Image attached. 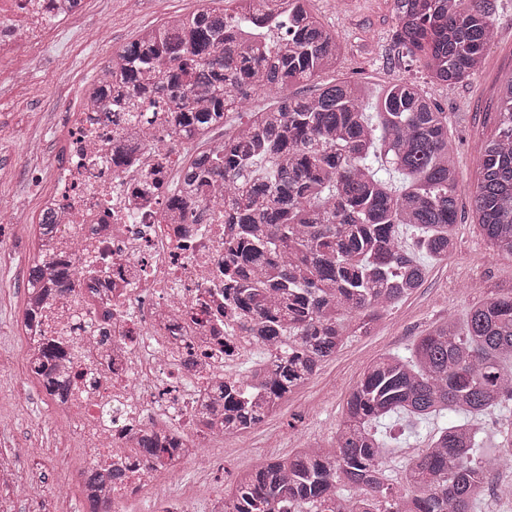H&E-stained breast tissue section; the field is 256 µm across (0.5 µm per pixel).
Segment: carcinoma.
Here are the masks:
<instances>
[{
  "label": "carcinoma",
  "mask_w": 512,
  "mask_h": 512,
  "mask_svg": "<svg viewBox=\"0 0 512 512\" xmlns=\"http://www.w3.org/2000/svg\"><path fill=\"white\" fill-rule=\"evenodd\" d=\"M194 11L144 29L113 50L104 98L132 103L168 99L180 131L224 127L254 94H282L215 148L195 156L172 187L224 182L213 195L237 236L231 275L235 303L258 328L255 340L281 353L258 374L219 386L224 431L245 432L280 408L336 355L346 338L370 334L382 314L421 287L426 265L406 246L444 261L455 251L459 173L448 146V118L410 78H399L367 111V90L322 82L342 52L338 34L319 21L310 0H198ZM393 42L409 66L448 88L471 77L494 38V0H393ZM305 84L312 93L294 97ZM498 133L481 152L473 195L477 225L493 256L512 260V78L500 87ZM48 277L68 291L51 265L28 267V282ZM258 384L263 397L245 396ZM512 400V288L472 304L430 329L409 355L370 363L350 389L331 448L308 446L260 461L242 474L215 512H474L490 472L480 417L508 411ZM444 423L400 478L386 473L389 449L376 424L403 416L410 433L442 412ZM137 452H167L147 434ZM108 462L84 483L119 481ZM353 489L345 496L341 488Z\"/></svg>",
  "instance_id": "1"
}]
</instances>
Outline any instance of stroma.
<instances>
[{
	"instance_id": "obj_1",
	"label": "stroma",
	"mask_w": 512,
	"mask_h": 512,
	"mask_svg": "<svg viewBox=\"0 0 512 512\" xmlns=\"http://www.w3.org/2000/svg\"><path fill=\"white\" fill-rule=\"evenodd\" d=\"M196 0H140L128 12L124 0H87L78 26L80 40L67 48L50 45L35 65L17 63L0 73V197L14 215L0 222V450L32 449L12 476L0 479V512H85L80 473L84 462L66 435L70 415L40 391L28 374L17 323L24 311L27 259L41 195L50 192L47 150L30 152L38 137L64 133L57 103L74 96L91 79L105 56L102 44L119 47L143 29L176 14L192 11ZM393 0H311L310 8L338 32L343 43L335 69L322 81L351 79L378 93L386 83L412 78L448 115V139L459 172L457 251L448 260H427L421 288L398 302L367 336L349 337L336 356L292 392L280 411L246 440L266 458H285L303 440L326 441L342 416L347 393L372 361L388 354L408 355L430 328L448 317L463 319L470 304L497 289L512 286V262L494 257L481 238L472 212L480 179L481 148L496 131L499 88L512 78V0H496L491 23L496 37L486 48L480 69L454 89L442 88L424 72L407 68L392 43ZM252 459L225 448L209 471L184 467L166 488L187 512H209L210 501L224 491L225 478L247 470Z\"/></svg>"
}]
</instances>
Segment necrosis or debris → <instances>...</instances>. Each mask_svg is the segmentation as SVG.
I'll return each mask as SVG.
<instances>
[{"label": "necrosis or debris", "instance_id": "4bbe7bcc", "mask_svg": "<svg viewBox=\"0 0 512 512\" xmlns=\"http://www.w3.org/2000/svg\"><path fill=\"white\" fill-rule=\"evenodd\" d=\"M85 0H0V67L34 62L51 32L65 33ZM67 137L51 169L52 193L40 209L52 223L42 258L72 265L71 289H32L19 323L26 362L54 350L39 385L76 386L64 407L68 433L86 461L113 453L130 477L111 494L131 512L185 464L205 469L201 453L216 436L199 425L212 390L247 367L266 370L238 313L233 279L224 273L228 236L223 211L199 188L185 211L173 210L175 168L164 154L191 144L168 138L163 98L135 109L88 92L68 103ZM146 431L169 452L148 460L133 452Z\"/></svg>", "mask_w": 512, "mask_h": 512}]
</instances>
